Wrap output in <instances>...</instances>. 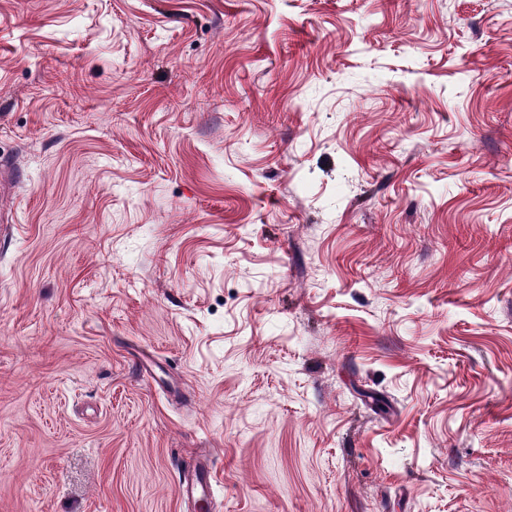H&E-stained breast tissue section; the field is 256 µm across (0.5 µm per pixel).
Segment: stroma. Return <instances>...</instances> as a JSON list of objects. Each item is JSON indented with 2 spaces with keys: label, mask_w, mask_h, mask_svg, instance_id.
Segmentation results:
<instances>
[{
  "label": "stroma",
  "mask_w": 512,
  "mask_h": 512,
  "mask_svg": "<svg viewBox=\"0 0 512 512\" xmlns=\"http://www.w3.org/2000/svg\"><path fill=\"white\" fill-rule=\"evenodd\" d=\"M0 178V512H512V0H0ZM211 478L207 463L205 461L199 462L188 477L180 480L178 485L179 495L181 498L188 500L198 498V495L206 493Z\"/></svg>",
  "instance_id": "35a3bbf8"
}]
</instances>
